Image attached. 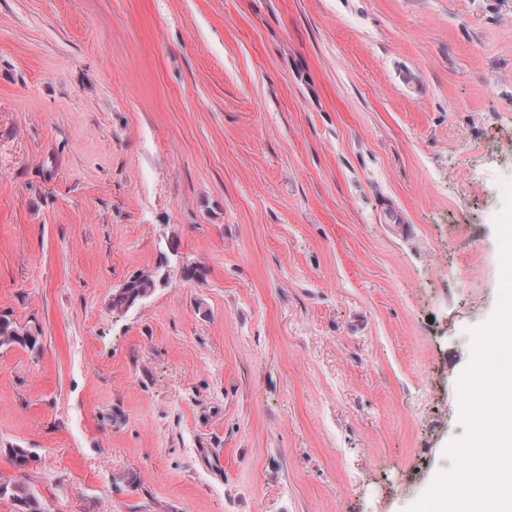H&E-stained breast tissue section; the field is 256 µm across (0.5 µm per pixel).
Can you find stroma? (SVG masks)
<instances>
[{"instance_id":"obj_1","label":"stroma","mask_w":512,"mask_h":512,"mask_svg":"<svg viewBox=\"0 0 512 512\" xmlns=\"http://www.w3.org/2000/svg\"><path fill=\"white\" fill-rule=\"evenodd\" d=\"M506 181L512 0H0V315L42 336L0 348V477L408 512L464 435ZM159 265L152 271L140 272L126 281L112 293L111 306L113 310L126 312L148 299L163 278Z\"/></svg>"}]
</instances>
